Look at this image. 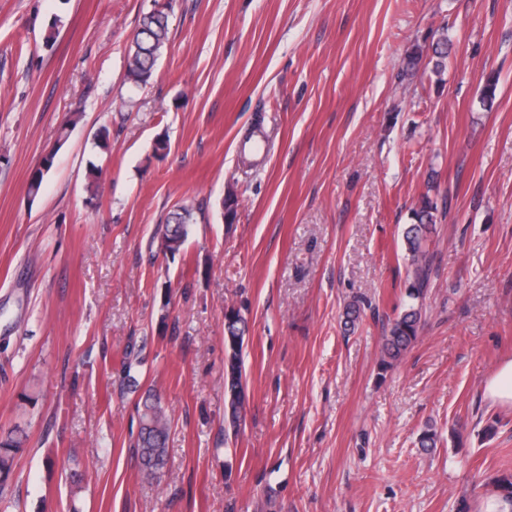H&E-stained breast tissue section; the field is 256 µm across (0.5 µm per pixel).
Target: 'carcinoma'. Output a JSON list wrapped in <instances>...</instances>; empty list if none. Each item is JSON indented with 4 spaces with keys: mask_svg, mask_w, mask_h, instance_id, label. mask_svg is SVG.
<instances>
[{
    "mask_svg": "<svg viewBox=\"0 0 512 512\" xmlns=\"http://www.w3.org/2000/svg\"><path fill=\"white\" fill-rule=\"evenodd\" d=\"M169 42L167 10L148 11L143 14L126 61V80L135 85H145L153 76L155 66ZM447 37L442 35L434 48L432 72L439 76L446 68ZM439 206L437 198L426 192L419 196L411 210L412 224L404 232V242L410 259L405 280L408 304L389 321L383 336L379 367L388 370L396 366L415 343L422 327L423 300L430 284L433 254L429 243L436 231ZM193 208L180 206L168 214L166 224L176 225L172 236L184 241L188 236L187 225L193 223ZM248 330L247 320L241 310L230 306L224 310V422L228 428L224 435L238 433L248 401L243 380L242 349ZM169 421L160 402L148 396L142 403L139 428L130 441L129 448L141 472L147 477L156 476L167 463ZM20 441L7 438L0 441V480L10 475L14 455Z\"/></svg>",
    "mask_w": 512,
    "mask_h": 512,
    "instance_id": "cac0c4a2",
    "label": "carcinoma"
}]
</instances>
